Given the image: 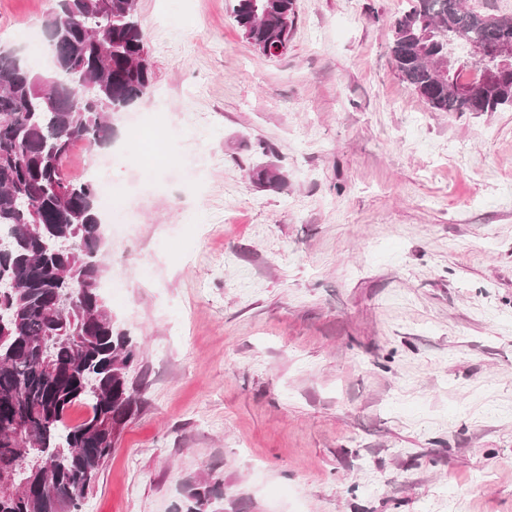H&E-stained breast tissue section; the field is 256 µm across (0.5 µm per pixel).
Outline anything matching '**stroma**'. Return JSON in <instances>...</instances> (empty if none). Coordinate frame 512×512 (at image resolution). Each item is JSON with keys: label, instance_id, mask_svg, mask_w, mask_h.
Returning a JSON list of instances; mask_svg holds the SVG:
<instances>
[{"label": "stroma", "instance_id": "1", "mask_svg": "<svg viewBox=\"0 0 512 512\" xmlns=\"http://www.w3.org/2000/svg\"><path fill=\"white\" fill-rule=\"evenodd\" d=\"M295 4L269 57L232 0H136L153 85L88 153L103 191L183 168L108 241L141 404L83 512H174L210 468L238 512H512V111H429L407 0ZM57 5L0 0V46Z\"/></svg>", "mask_w": 512, "mask_h": 512}]
</instances>
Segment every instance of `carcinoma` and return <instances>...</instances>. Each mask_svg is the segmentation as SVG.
Listing matches in <instances>:
<instances>
[{"label":"carcinoma","instance_id":"carcinoma-1","mask_svg":"<svg viewBox=\"0 0 512 512\" xmlns=\"http://www.w3.org/2000/svg\"><path fill=\"white\" fill-rule=\"evenodd\" d=\"M243 37L262 52L293 25L295 0H233ZM512 36L465 0H412L393 24L390 55L398 78L433 112L512 109V92L461 81L448 66V38L492 50ZM56 55L40 75L0 52V512H82L85 494L116 439L138 411L130 374L141 346L112 321L101 293L108 244L99 187L65 167L79 142H112V115L152 87L134 0H59L44 25ZM470 87L463 94L459 87ZM253 177L285 181L277 168ZM91 411L78 424L76 405ZM216 472L184 487L179 512H226Z\"/></svg>","mask_w":512,"mask_h":512}]
</instances>
